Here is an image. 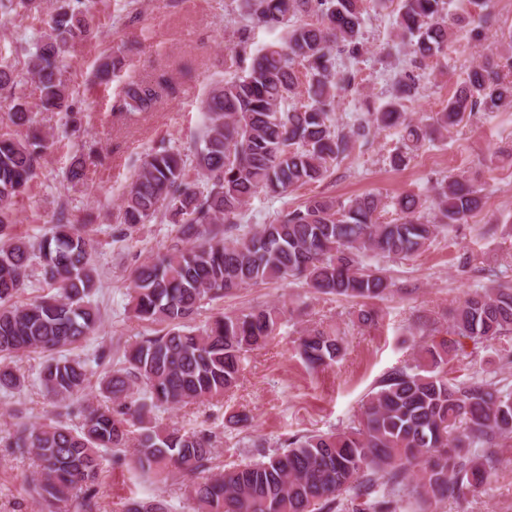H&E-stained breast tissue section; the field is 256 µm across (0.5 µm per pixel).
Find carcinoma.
I'll return each instance as SVG.
<instances>
[{"label": "carcinoma", "mask_w": 512, "mask_h": 512, "mask_svg": "<svg viewBox=\"0 0 512 512\" xmlns=\"http://www.w3.org/2000/svg\"><path fill=\"white\" fill-rule=\"evenodd\" d=\"M366 2L244 0L250 20L280 36L249 52L247 28L241 29L230 56L241 73L203 101L205 121L192 157L163 147L142 159L116 219L129 235L159 216L177 226L173 244L136 267L129 292L133 316L162 329L140 337L103 372L105 402L87 406L79 425L60 413L37 426L15 415L5 447L34 455L32 492L40 512H97L102 452L120 461L131 447L134 471L158 478L172 467L192 478L193 512H408L413 500L419 512H430L446 499L491 488L490 449L512 441V385L475 372L450 375L456 348L444 339L421 340L412 363L385 374L350 425L294 434L280 442L282 450L257 461L216 472L215 432L158 423V413L169 408L224 399L238 384L245 355L266 346L282 320L281 309L267 306L221 313L195 327L202 304L261 283L301 281L316 294L360 300L357 320L375 324L379 314L370 301L390 293L391 282L366 259L410 258L483 208L481 188L449 175L434 186L433 219L413 194L344 201L318 194L265 224H238L258 194L282 195L325 180L373 130H398L401 146L389 163L400 169L434 135L479 113L512 109L510 29L499 38L504 51L472 64L431 122L415 123L405 111L421 89L411 70L395 78L385 105L338 126L336 98L354 76L338 70L337 58L369 52ZM488 2L467 0L463 14L449 16L445 0H399L396 37L419 69L445 54L463 30L479 38L475 23L489 20ZM94 33L88 0H62L49 15L28 62L44 110L73 113L62 61L73 42ZM121 65L118 55L107 56L98 74L115 76ZM168 89L163 74L129 80L116 109L128 116L150 112ZM301 97L306 102L296 104ZM7 117L11 129L0 133V393L10 395L24 384L13 358L76 345L97 332L101 317L87 225L71 224L61 212L38 238L16 232L15 199L30 188L47 143L26 103L12 99ZM84 175L85 158L76 154L67 178L78 184ZM229 228L236 233L227 235ZM43 283L50 292L19 300ZM448 318L451 334L494 347L503 366L512 362V347L497 345L512 330L511 285L468 293ZM297 350L310 368H324L343 356L344 338L331 324L306 329ZM106 356L52 357L38 385L55 402L70 401L88 384L89 362ZM121 512H171V504L161 494L129 497Z\"/></svg>", "instance_id": "1"}]
</instances>
